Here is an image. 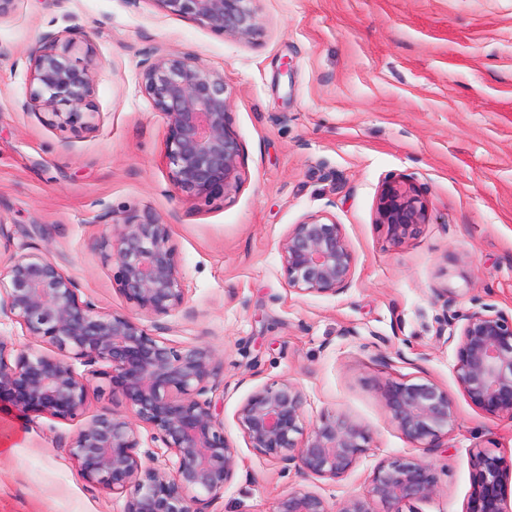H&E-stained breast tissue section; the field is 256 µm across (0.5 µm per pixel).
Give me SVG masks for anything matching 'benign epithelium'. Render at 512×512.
<instances>
[{"instance_id": "benign-epithelium-1", "label": "benign epithelium", "mask_w": 512, "mask_h": 512, "mask_svg": "<svg viewBox=\"0 0 512 512\" xmlns=\"http://www.w3.org/2000/svg\"><path fill=\"white\" fill-rule=\"evenodd\" d=\"M170 13L197 21L224 36L246 38L257 29L255 0H155ZM73 40L46 34L29 55L31 93L27 107L59 123L83 124L93 91L89 68L73 61ZM142 87L167 118L165 158L174 184L195 195H215L240 180L243 146L227 122L224 74L188 53L160 52L145 60ZM379 222L406 232L426 220L417 198L393 185L383 190ZM110 257L127 301L156 316L185 301L181 273L169 245L167 225L130 215L113 226ZM288 290L298 295H335L349 286L354 256L342 225L311 214L293 225L280 243ZM437 331L455 344L454 372L466 398L492 416L512 418V315L492 305L454 310ZM18 322L26 335L91 367V376L122 392L132 418L109 412L92 417L70 448L83 477L126 497L124 512H209L238 465L237 449L211 401L215 352L208 345L174 346L150 334L134 317L104 314L79 294L47 253L12 258L0 270V316ZM89 380L59 359L34 352L12 354L0 337V411L69 421L86 409ZM391 421L405 439L427 444L448 433L455 407L433 382H391L383 389ZM303 397L288 380L266 384L241 405L238 425L250 447L292 465L303 477L336 480L366 451L368 433L345 415L322 416L303 434ZM156 432L168 457L145 464L137 452L138 427ZM512 472L487 451L475 455L472 490L464 512H509L506 490ZM436 479L422 461L378 465L369 499L331 504L312 492L281 497L274 512H402V504L431 495Z\"/></svg>"}]
</instances>
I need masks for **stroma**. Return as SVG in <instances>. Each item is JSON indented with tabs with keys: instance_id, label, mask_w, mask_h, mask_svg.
<instances>
[{
	"instance_id": "stroma-1",
	"label": "stroma",
	"mask_w": 512,
	"mask_h": 512,
	"mask_svg": "<svg viewBox=\"0 0 512 512\" xmlns=\"http://www.w3.org/2000/svg\"><path fill=\"white\" fill-rule=\"evenodd\" d=\"M249 37L223 36L155 0H18L0 20V262L46 252L103 313L137 319L174 345L215 352L208 397L238 468L211 512H273L294 491L330 503L366 496L374 468L423 460L434 492L402 512H463L478 451L512 468V419L474 407L436 331L447 306L512 311V0H255ZM78 45L94 93L82 128L27 109L29 54L44 34ZM188 53L224 75L228 123L244 150L238 187L198 197L174 185L167 120L141 85L156 50ZM397 184L426 206L424 224L394 234L378 220ZM150 213L169 228L185 302L165 316L119 292L106 238ZM325 214L354 256L336 295H298L279 244ZM287 380L304 422L344 415L368 448L336 480L304 478L250 448L237 412L257 387ZM431 381L457 421L428 445L390 421L391 382ZM129 409L90 381L70 421L0 415V512H124L125 498L86 482L68 447L100 411Z\"/></svg>"
}]
</instances>
